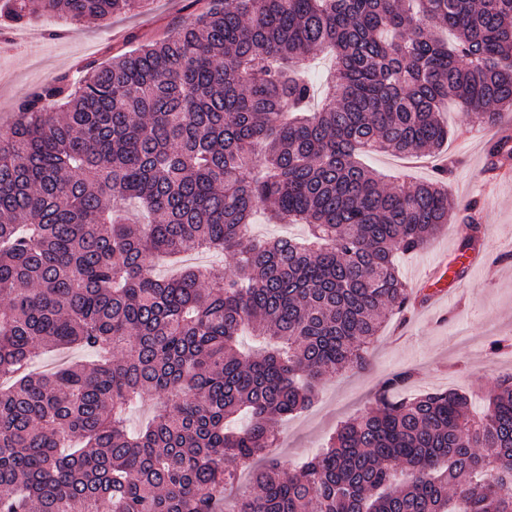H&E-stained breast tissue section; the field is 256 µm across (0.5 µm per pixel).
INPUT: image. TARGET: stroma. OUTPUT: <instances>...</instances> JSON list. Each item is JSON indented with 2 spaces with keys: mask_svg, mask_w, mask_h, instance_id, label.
Returning a JSON list of instances; mask_svg holds the SVG:
<instances>
[{
  "mask_svg": "<svg viewBox=\"0 0 512 512\" xmlns=\"http://www.w3.org/2000/svg\"><path fill=\"white\" fill-rule=\"evenodd\" d=\"M200 9L199 0H148L103 22L76 25L56 14L27 23L36 40L0 51V132L8 130L17 99L35 87L62 73L81 77L87 64L106 61L118 49L164 38ZM443 120L453 131L446 145L454 165L448 191L454 203L473 202L479 209L481 261L466 271L441 313L417 308L406 319L389 314L365 370L325 379L309 411L279 423L285 469L315 452L341 421L368 408L389 373L412 371L411 392L464 391L478 405L512 375V356L497 363L489 354L493 341L512 338V180L486 171V145L500 129L512 132V114L500 126H479L451 107Z\"/></svg>",
  "mask_w": 512,
  "mask_h": 512,
  "instance_id": "obj_1",
  "label": "stroma"
}]
</instances>
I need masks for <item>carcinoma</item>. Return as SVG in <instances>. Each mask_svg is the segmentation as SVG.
I'll return each instance as SVG.
<instances>
[{
  "instance_id": "carcinoma-1",
  "label": "carcinoma",
  "mask_w": 512,
  "mask_h": 512,
  "mask_svg": "<svg viewBox=\"0 0 512 512\" xmlns=\"http://www.w3.org/2000/svg\"><path fill=\"white\" fill-rule=\"evenodd\" d=\"M144 2L6 7L81 24ZM325 48L313 110L298 67ZM448 99L490 125L512 110V0H203L169 38L24 96L0 133V512H223L245 471L228 512H512V376L477 417L391 373L299 468L271 452L326 377L366 368L411 291L397 256L448 223L452 167L389 186L359 161L439 152ZM487 155L511 161L512 134ZM258 208L309 239L248 234ZM192 251L230 269L152 274ZM245 331L269 348L241 351ZM57 348L93 359L33 367Z\"/></svg>"
}]
</instances>
